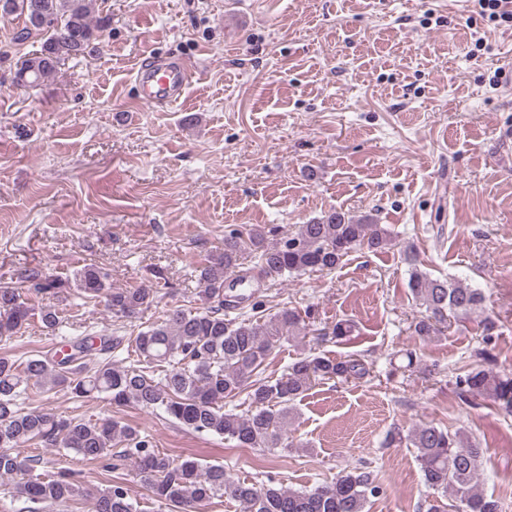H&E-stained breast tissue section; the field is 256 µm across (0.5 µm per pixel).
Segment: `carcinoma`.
Returning <instances> with one entry per match:
<instances>
[{
  "label": "carcinoma",
  "instance_id": "obj_1",
  "mask_svg": "<svg viewBox=\"0 0 512 512\" xmlns=\"http://www.w3.org/2000/svg\"><path fill=\"white\" fill-rule=\"evenodd\" d=\"M95 0H0V17L23 18L22 38H40V49L25 56L18 77L26 86L52 81L59 65L99 51L105 17H94ZM396 246L392 232L366 215L355 218L331 210L317 220L278 236L276 229L255 225L246 232L224 234V251L200 264L201 305L174 307L134 338V360L114 359L121 341L90 333L73 338L52 355L34 354L18 363L0 357V476L15 480L14 493L27 512H54L78 497L84 488L66 473L47 478L28 476L30 463L15 449L25 444L66 448L86 460L116 470L129 461L152 495L170 512H193L195 505L224 495L243 512H368L371 499L383 493L378 475L367 462L344 469L328 484L311 490L240 481L220 465L205 466L187 458L174 461L155 449L146 434L112 418L100 421L62 418L43 408L20 407L19 399L33 383L46 395L64 391L79 401L103 394L115 407L160 409L168 419L195 432L218 435L241 448L286 450L287 430L295 401L314 385L334 379L359 380L370 374L356 355L332 358L310 353L279 378L264 375V363L276 344L305 333L304 318L284 308L258 318L238 320L224 314L227 275L242 255L252 251L266 275L333 270L356 249L381 253ZM409 267L408 287L423 308L413 321L416 336L429 340L442 334L448 320L483 309L478 288L456 279L433 278L418 267L414 248L401 249ZM168 282L154 288H114L109 274L88 264L63 279L41 265L22 268L16 282L0 283V338L23 335L34 316L31 301L51 297L68 301L77 289L85 299H103L110 312L133 318L164 296ZM41 327L55 335L63 320L52 306L39 310ZM455 387L466 402L490 400L512 412V376L469 368L456 374ZM246 395L245 414L224 410V401ZM415 449L426 487L437 494L424 501L426 512H500L499 501L479 490L485 449L480 444L431 423H422L406 437ZM450 499L445 504L442 499ZM94 512H137L125 482L116 479L95 495Z\"/></svg>",
  "mask_w": 512,
  "mask_h": 512
}]
</instances>
